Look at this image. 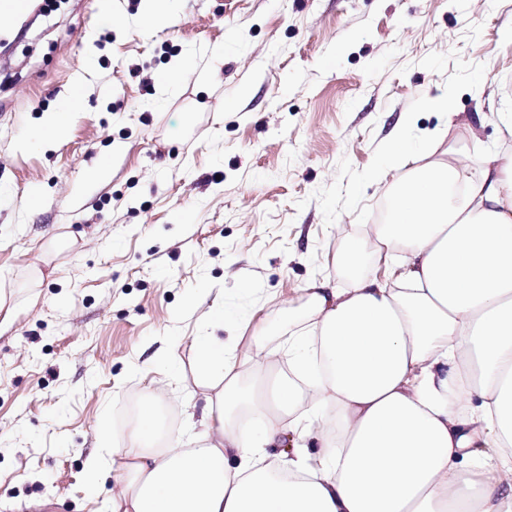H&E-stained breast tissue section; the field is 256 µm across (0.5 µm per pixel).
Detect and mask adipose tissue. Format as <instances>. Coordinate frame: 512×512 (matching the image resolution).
<instances>
[{
    "label": "adipose tissue",
    "instance_id": "adipose-tissue-1",
    "mask_svg": "<svg viewBox=\"0 0 512 512\" xmlns=\"http://www.w3.org/2000/svg\"><path fill=\"white\" fill-rule=\"evenodd\" d=\"M393 150L390 220L335 259L373 244L374 273L305 288L282 343L257 323L256 362L195 337V447L154 392L122 447L101 425L112 512H512V153L418 165L404 131ZM313 424L316 457H271Z\"/></svg>",
    "mask_w": 512,
    "mask_h": 512
}]
</instances>
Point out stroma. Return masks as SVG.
<instances>
[{
	"instance_id": "stroma-1",
	"label": "stroma",
	"mask_w": 512,
	"mask_h": 512,
	"mask_svg": "<svg viewBox=\"0 0 512 512\" xmlns=\"http://www.w3.org/2000/svg\"><path fill=\"white\" fill-rule=\"evenodd\" d=\"M52 2L0 57V512H107L99 424L153 390L199 431L194 337L247 361L256 320L283 342L303 288L346 287L398 128L512 150V0H177L163 28L147 0L108 22ZM74 92L62 136L24 147Z\"/></svg>"
}]
</instances>
